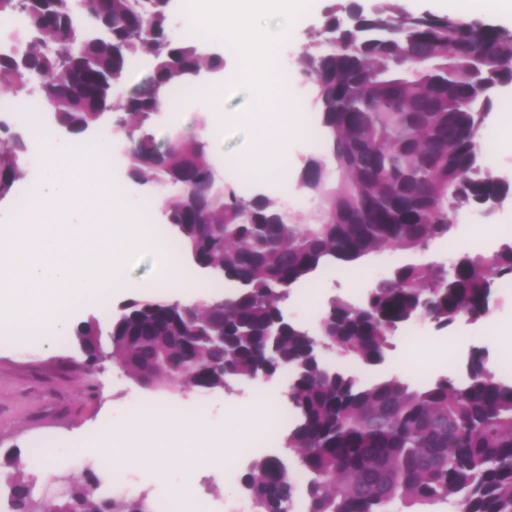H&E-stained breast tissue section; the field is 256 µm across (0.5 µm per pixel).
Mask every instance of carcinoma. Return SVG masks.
Segmentation results:
<instances>
[{"instance_id": "1", "label": "carcinoma", "mask_w": 512, "mask_h": 512, "mask_svg": "<svg viewBox=\"0 0 512 512\" xmlns=\"http://www.w3.org/2000/svg\"><path fill=\"white\" fill-rule=\"evenodd\" d=\"M176 0H0V16L24 20L19 49L0 54V98L24 99L37 86L43 108L73 137L112 108L105 135L126 144L125 175L175 195L164 201L176 254L197 252L233 291L195 305L130 301L107 314L110 357L146 386L204 391L265 371L293 376L291 424L277 454L257 456L241 477L253 512H289L303 481L301 512H512V378L473 350L463 377L420 386L398 377L364 380L328 366L312 333L285 320L290 290L318 272H336L394 249L420 251L445 239L459 211L512 199L484 150L497 87L512 85V32L489 18L410 12L400 0L365 10L331 4L296 72L310 86L317 146L294 184L314 200L288 209L268 194L209 187L214 170L200 132L156 139L151 120L201 70H224V53H199L197 40L169 26ZM344 11L346 16L338 15ZM146 83L115 90L134 59ZM27 141L0 120V196L27 178ZM512 279V240L488 257L463 249L453 267L404 262L377 281L364 306L331 300L319 319L329 352L372 366L389 338L421 313L447 328L468 313L486 318L491 297ZM100 322L76 330L90 361L105 354ZM32 450L0 461V512H157L148 495L104 498L96 463L47 500L26 471Z\"/></svg>"}]
</instances>
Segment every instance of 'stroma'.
Listing matches in <instances>:
<instances>
[{"label": "stroma", "mask_w": 512, "mask_h": 512, "mask_svg": "<svg viewBox=\"0 0 512 512\" xmlns=\"http://www.w3.org/2000/svg\"><path fill=\"white\" fill-rule=\"evenodd\" d=\"M251 101L246 92L233 91L224 95V119L219 124L222 146L212 147L211 155L225 181L238 182L241 174L237 163L251 142L254 129L247 113ZM208 104L201 93H194L188 105L179 110L159 114L153 125L157 140L173 132H194L199 113ZM407 255L387 250L341 273L337 280L316 277L308 288L292 293L283 304L287 315L308 326L317 319L335 296L359 301L382 272L406 261ZM489 321L496 325L494 336L483 334V322L459 323L449 334L463 338L461 352L449 353L441 348L413 345L404 332L391 339L390 360L385 365L361 371L364 378L396 376L411 381L412 376L395 366V359L407 362L427 356L447 360L452 372L465 371L473 348L487 351L493 362L512 359V296L498 293L491 303ZM256 381L240 379L231 389L214 393L180 388H147L134 380L114 362L104 367L89 366L77 337L69 336L52 344L29 342L24 339L0 341V456L6 451L29 453L39 444H49L38 471L39 481L57 475L82 476L93 461H106L102 444L93 440L103 433L105 424L129 415L144 403H165L185 409L206 404L207 416L197 423L199 432L219 429L225 416L235 406L249 403ZM252 459L238 455L236 479L228 480L223 470L202 461L196 469L194 486L197 500L205 504L206 512H240L249 501L243 494L238 477L245 473Z\"/></svg>", "instance_id": "stroma-1"}]
</instances>
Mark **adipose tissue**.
Returning <instances> with one entry per match:
<instances>
[{"instance_id": "obj_1", "label": "adipose tissue", "mask_w": 512, "mask_h": 512, "mask_svg": "<svg viewBox=\"0 0 512 512\" xmlns=\"http://www.w3.org/2000/svg\"><path fill=\"white\" fill-rule=\"evenodd\" d=\"M160 283L163 290L175 295H192L204 301L210 296L209 281L176 262L166 264ZM248 420L247 414L234 413L218 433L201 436L195 422L185 417L159 420L145 414L130 415L117 422L105 445L116 470L148 469L161 478L167 475L163 461L168 449H180L188 478L172 485L170 491L189 501L194 496L190 475L200 457L224 454L226 448L234 446L239 428Z\"/></svg>"}]
</instances>
